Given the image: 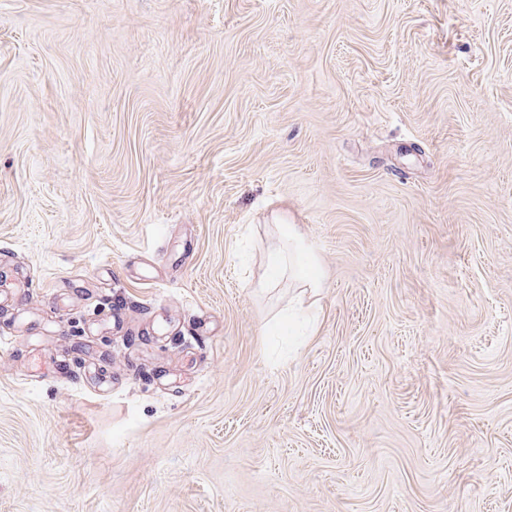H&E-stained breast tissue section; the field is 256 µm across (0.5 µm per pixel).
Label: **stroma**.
Listing matches in <instances>:
<instances>
[{
    "instance_id": "stroma-1",
    "label": "stroma",
    "mask_w": 512,
    "mask_h": 512,
    "mask_svg": "<svg viewBox=\"0 0 512 512\" xmlns=\"http://www.w3.org/2000/svg\"><path fill=\"white\" fill-rule=\"evenodd\" d=\"M0 512H512V0H0ZM281 231L280 239L288 244V254L281 247H272L269 250L268 260L270 267L276 272L288 269L296 273L297 280L302 288H320L321 274L314 262L310 246L297 225L287 224ZM291 253H293L291 255ZM307 268L308 273L302 274L300 270Z\"/></svg>"
}]
</instances>
